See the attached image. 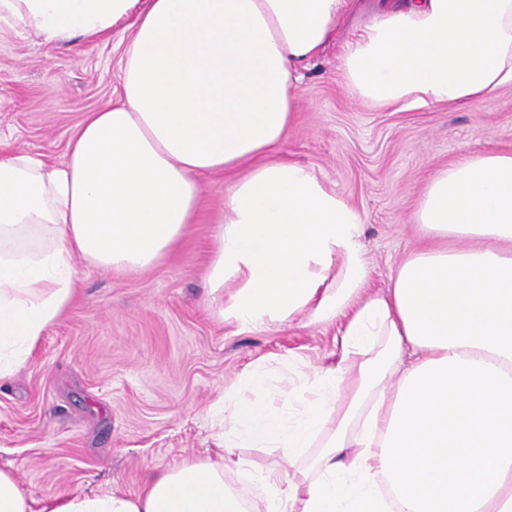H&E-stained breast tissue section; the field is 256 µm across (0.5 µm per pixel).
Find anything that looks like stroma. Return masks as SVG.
I'll return each instance as SVG.
<instances>
[{"mask_svg":"<svg viewBox=\"0 0 512 512\" xmlns=\"http://www.w3.org/2000/svg\"><path fill=\"white\" fill-rule=\"evenodd\" d=\"M374 0H355L335 41L311 61L288 135L276 156L308 167L362 217L369 293L425 244L412 214L425 182L448 162L512 151V86L477 110L431 105L373 107L336 79L340 43ZM130 30L52 47L0 31V151L59 164L77 127L120 93ZM234 178L203 181L188 234L147 270L79 264L70 306L30 362L0 382V469L14 470L35 499L137 491L152 474L217 449L210 407L258 362L284 357L336 365L342 321L289 323L241 332L217 316L206 271L215 221Z\"/></svg>","mask_w":512,"mask_h":512,"instance_id":"obj_1","label":"stroma"}]
</instances>
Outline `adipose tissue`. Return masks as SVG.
<instances>
[{"instance_id": "ef3b65f1", "label": "adipose tissue", "mask_w": 512, "mask_h": 512, "mask_svg": "<svg viewBox=\"0 0 512 512\" xmlns=\"http://www.w3.org/2000/svg\"><path fill=\"white\" fill-rule=\"evenodd\" d=\"M352 0H0V30L52 46L124 25L122 94L63 163L0 157V380L73 298L77 264L144 269L187 233L205 177L239 173L208 271L252 332L344 322L343 362L257 364L211 408L215 456L146 480L35 501L0 469V512H512V152L438 170L413 214L436 247L365 296L362 218L307 167L275 159L302 69ZM364 101L476 108L512 85V0H382L341 46ZM240 448H273L255 469Z\"/></svg>"}]
</instances>
